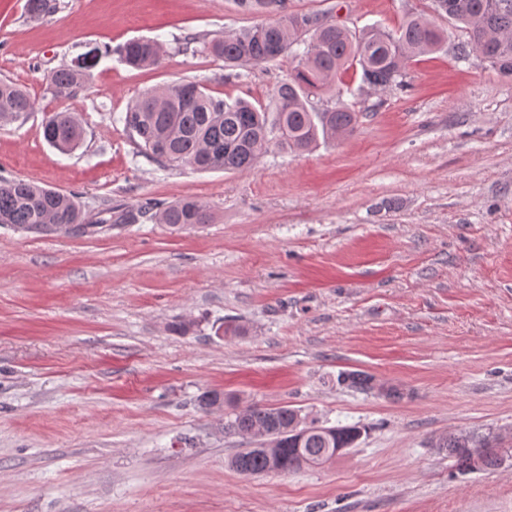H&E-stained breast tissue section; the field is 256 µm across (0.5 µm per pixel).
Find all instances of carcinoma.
Segmentation results:
<instances>
[{"mask_svg":"<svg viewBox=\"0 0 512 512\" xmlns=\"http://www.w3.org/2000/svg\"><path fill=\"white\" fill-rule=\"evenodd\" d=\"M253 14L270 19L251 27L224 32L203 46V51L224 60L227 67L269 62L291 53L296 67L272 90L267 104L244 98L223 99L207 92L201 83L182 80L147 90L131 100L121 121L139 152L168 166H190L201 171H245L273 149L306 152L319 141L355 130L353 105L339 101L333 108L317 107L316 99L333 89L337 96L356 95L341 74L352 66L361 70L362 84L378 87L405 86V69L416 56L437 50L441 33L422 15L411 13L395 32L376 26L351 33L317 15L290 14L286 0H237ZM434 10L463 25L469 34L458 48V59L474 53L501 73L512 75V0H433ZM33 18L56 11L52 0H27ZM309 43L307 56L296 54L294 44ZM162 44L150 39H132L121 48L122 61L135 69L158 66L164 59ZM89 67L73 64L52 71L47 87L57 99L74 97L84 87ZM34 109L30 95L18 85L0 80V122L25 118ZM46 142L60 152H72L83 142L78 117L67 110L53 113L43 126ZM150 217L158 224L183 228L209 223L206 205L194 199L172 204L147 205L114 219L91 224L66 192L45 188L32 180L0 179V224L17 232L53 235L71 224L75 235H94L112 229L114 222H134ZM337 381L364 390L373 389V379L360 371L341 373ZM296 409L288 406L249 405L224 422V431L252 441L259 431L275 447L244 448L229 460L240 475L286 474L331 460L336 448H351L361 438V429L338 426L330 437L315 424L305 426L307 435L298 444L293 435ZM438 447L456 459L459 468L471 470L475 457L480 468L500 465L502 448L498 435L460 433L440 439Z\"/></svg>","mask_w":512,"mask_h":512,"instance_id":"1","label":"carcinoma"}]
</instances>
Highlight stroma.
<instances>
[{"mask_svg": "<svg viewBox=\"0 0 512 512\" xmlns=\"http://www.w3.org/2000/svg\"><path fill=\"white\" fill-rule=\"evenodd\" d=\"M0 0V79L35 107L0 124V178L74 194L90 215L195 198L211 221L142 218L95 237L0 227V512H512V464L463 471L439 437L512 432V76L474 57L432 0H287L356 32L420 12L441 49L406 88L356 96L352 134L251 169L199 172L140 154L121 117L182 79L267 102L292 57L236 77L203 51L260 23L235 0H57L31 18ZM154 38L160 66L119 49ZM97 49L84 90L58 100L50 70ZM85 138H43L56 111ZM193 321L186 334L175 331ZM363 371L393 399L338 384ZM287 405L356 425L354 447L296 473L245 477L227 408ZM83 128L78 117L67 110L54 112L43 126L46 142L60 152H73L83 142Z\"/></svg>", "mask_w": 512, "mask_h": 512, "instance_id": "stroma-1", "label": "stroma"}]
</instances>
